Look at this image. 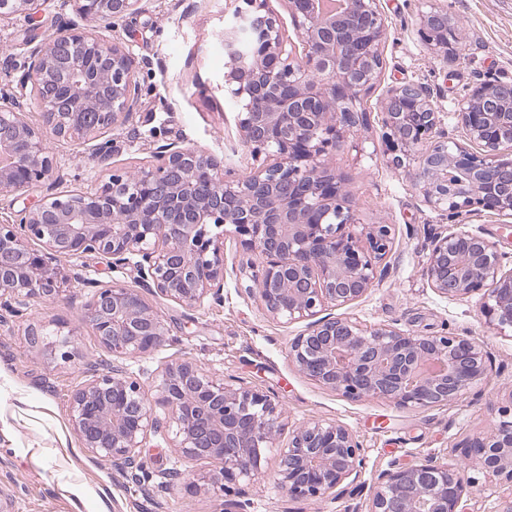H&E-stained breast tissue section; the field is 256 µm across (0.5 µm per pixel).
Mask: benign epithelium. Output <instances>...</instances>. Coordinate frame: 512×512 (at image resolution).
I'll return each mask as SVG.
<instances>
[{
    "label": "benign epithelium",
    "instance_id": "obj_1",
    "mask_svg": "<svg viewBox=\"0 0 512 512\" xmlns=\"http://www.w3.org/2000/svg\"><path fill=\"white\" fill-rule=\"evenodd\" d=\"M31 0H0V16L23 14ZM83 24L48 36L24 65L41 123L28 120L19 101L0 95V192L18 191L52 177L47 134L91 139L112 133L132 115L141 62L119 39L103 38L102 23L140 12L142 0H72ZM270 0H247L248 53L242 31L224 32L229 70L224 91L239 102L238 125L253 156L264 162L251 175L224 171V160L194 147L162 144L154 162L113 173L90 190L49 194L0 224V309L14 316L33 298L53 299L88 254L131 269L154 293L188 307L224 300V243L200 233L226 225L241 238L245 290L269 317L304 322L288 356L300 372L344 396L384 398L403 408L446 405L482 382L487 353L475 339L410 334L387 324H363L330 309L355 303L373 287L392 251L395 229L375 224L356 234L342 179L328 173L336 150L364 125L357 104L377 83L387 38L379 0H342L327 17L320 0H285L298 33L289 42ZM420 37L448 49L455 33L448 10L431 6ZM393 162L418 154L412 182L430 207L469 215L512 216V81L469 89L455 117L474 150L443 139L442 117L422 85L387 90L382 103ZM458 174L448 181V171ZM496 243L466 230L436 237L423 276L438 294L478 299L485 324L512 333V267ZM84 308L99 343L115 357L146 355L169 341L162 315L136 289L101 284ZM72 395L71 422L85 450L145 476L142 448L176 428L175 447L190 459L221 464L217 486L229 492L264 474L286 416L267 394L234 386L188 359L158 374L156 399L141 379L121 368H88ZM487 431L463 438L454 457L499 481L511 499L512 406ZM362 447L336 422L295 426L279 449L277 485L299 499L318 500L361 473ZM477 480L458 465L426 458L379 474L370 512H475Z\"/></svg>",
    "mask_w": 512,
    "mask_h": 512
}]
</instances>
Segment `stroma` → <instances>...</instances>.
Listing matches in <instances>:
<instances>
[{
    "label": "stroma",
    "mask_w": 512,
    "mask_h": 512,
    "mask_svg": "<svg viewBox=\"0 0 512 512\" xmlns=\"http://www.w3.org/2000/svg\"><path fill=\"white\" fill-rule=\"evenodd\" d=\"M433 1L447 8L458 38L447 50L427 45L418 34ZM245 6V0H143L133 19L104 28V36H119L144 61L133 117L111 134L109 165L99 161L101 141L48 137L55 160L52 180L0 193V224L15 222L22 209L47 194L88 188L113 170L152 163L154 149L171 142L223 158L225 169L238 177L252 174L257 162L242 143L239 105L224 92V31ZM380 7L388 34L379 81L361 103L367 124L330 165L343 179L356 231L390 224L395 239L374 286L338 313L414 334L473 337L488 353L489 377L458 401L427 408H401L379 398L353 400L317 384L288 357V345L304 323L284 324L263 313L243 288L239 239L218 229L224 240L223 303L190 308L144 291L165 321L169 343L126 359V367L142 376L151 394L167 361H196L224 379L277 395L290 424L323 420L347 426L363 454L358 480L340 495L294 499L273 480L278 450L289 440L281 433L266 454L265 476L238 486L242 512H369L380 473L429 456L448 460L455 443L490 427L499 408L512 404V337L487 329L477 300L443 297L422 274L434 238L460 228L512 255V218L486 212L459 217L426 205L410 178L418 157L412 152L403 165L393 164L381 114L389 88L422 85L442 114L449 142L465 143L454 116L456 98L488 79L512 81V0H381ZM80 22L71 0H37L31 12L0 19V46L10 48L9 55L0 54V92L19 99L32 122H39L40 110L19 82L24 63L49 35ZM90 296V288L73 282L54 299L31 301L24 316L0 319V512H225L226 496L206 485L218 463L182 457L173 433L151 438L143 449L149 479L140 483L83 449L70 421L71 395L86 379L87 358L113 361L81 316ZM31 325L70 332L69 359L54 346L33 351L26 336Z\"/></svg>",
    "instance_id": "stroma-1"
}]
</instances>
